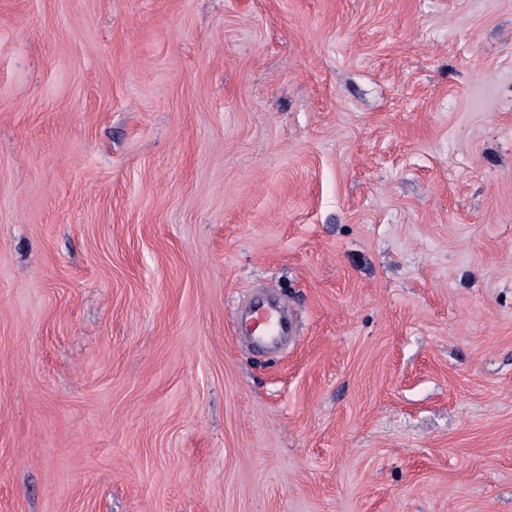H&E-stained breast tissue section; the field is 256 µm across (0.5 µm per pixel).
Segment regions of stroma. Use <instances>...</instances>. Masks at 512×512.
I'll return each mask as SVG.
<instances>
[{"instance_id": "35a3bbf8", "label": "stroma", "mask_w": 512, "mask_h": 512, "mask_svg": "<svg viewBox=\"0 0 512 512\" xmlns=\"http://www.w3.org/2000/svg\"><path fill=\"white\" fill-rule=\"evenodd\" d=\"M0 512H512V0H0ZM251 319L253 339L265 348L272 347L282 336L288 334V321L283 304L258 300L251 308Z\"/></svg>"}]
</instances>
